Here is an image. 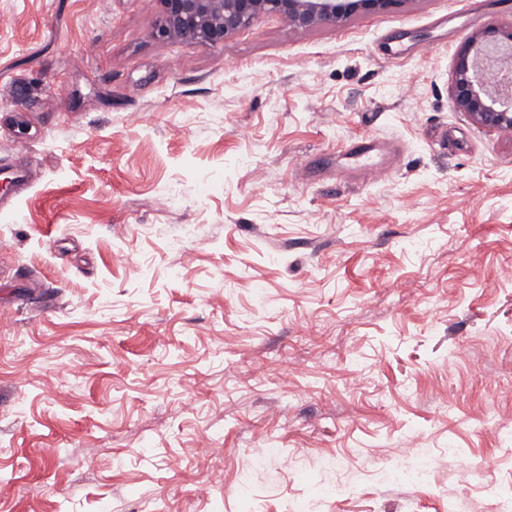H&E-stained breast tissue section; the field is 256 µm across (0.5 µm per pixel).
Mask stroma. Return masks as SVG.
I'll return each mask as SVG.
<instances>
[{
    "label": "stroma",
    "mask_w": 512,
    "mask_h": 512,
    "mask_svg": "<svg viewBox=\"0 0 512 512\" xmlns=\"http://www.w3.org/2000/svg\"><path fill=\"white\" fill-rule=\"evenodd\" d=\"M160 15L0 0V163L32 169L0 183V512H299L324 486L326 512H492L512 131L450 85L512 0L262 14L214 47L157 41ZM360 137L398 166L354 182ZM419 455L428 485L383 478ZM5 184L13 187L17 192H22L28 188L30 182L29 170L25 165L13 164L0 167V177Z\"/></svg>",
    "instance_id": "stroma-1"
}]
</instances>
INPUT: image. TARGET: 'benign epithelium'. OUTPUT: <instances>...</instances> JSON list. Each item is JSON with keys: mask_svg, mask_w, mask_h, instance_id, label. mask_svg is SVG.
Listing matches in <instances>:
<instances>
[{"mask_svg": "<svg viewBox=\"0 0 512 512\" xmlns=\"http://www.w3.org/2000/svg\"><path fill=\"white\" fill-rule=\"evenodd\" d=\"M398 0H160L161 19L153 37L163 42L216 46L260 14H278L296 28L340 24L361 12L385 11ZM512 56V24L490 23L457 50L450 87L457 108L488 131L512 130V69L495 86L488 68Z\"/></svg>", "mask_w": 512, "mask_h": 512, "instance_id": "obj_1", "label": "benign epithelium"}]
</instances>
